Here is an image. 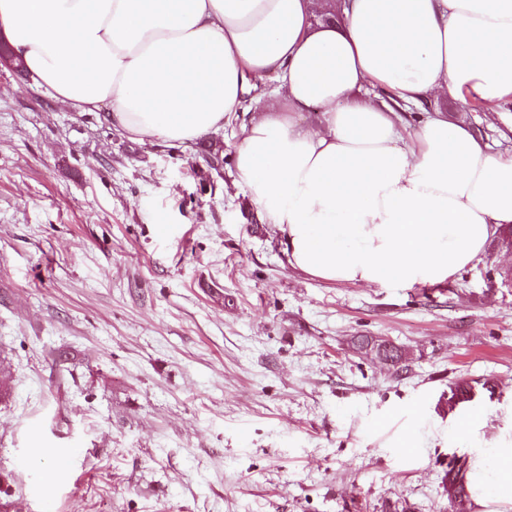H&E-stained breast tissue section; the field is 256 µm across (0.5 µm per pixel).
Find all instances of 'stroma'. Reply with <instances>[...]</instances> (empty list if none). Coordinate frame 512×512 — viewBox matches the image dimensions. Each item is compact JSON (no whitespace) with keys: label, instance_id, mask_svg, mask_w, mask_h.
Masks as SVG:
<instances>
[{"label":"stroma","instance_id":"35a3bbf8","mask_svg":"<svg viewBox=\"0 0 512 512\" xmlns=\"http://www.w3.org/2000/svg\"><path fill=\"white\" fill-rule=\"evenodd\" d=\"M448 112L512 153V104ZM235 132L214 169L208 139L129 141L0 68V506L453 512L449 465L512 443L502 237L440 284L313 278L237 187ZM462 380L484 388L454 437Z\"/></svg>","mask_w":512,"mask_h":512}]
</instances>
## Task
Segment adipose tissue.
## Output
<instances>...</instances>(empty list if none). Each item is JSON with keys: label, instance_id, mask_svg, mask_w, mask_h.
I'll return each instance as SVG.
<instances>
[{"label": "adipose tissue", "instance_id": "obj_1", "mask_svg": "<svg viewBox=\"0 0 512 512\" xmlns=\"http://www.w3.org/2000/svg\"><path fill=\"white\" fill-rule=\"evenodd\" d=\"M316 9L0 0V37L57 101L141 143L223 129L249 78L274 75L263 112L238 128L235 166L258 220L285 233L289 266L367 287L448 280L512 227V153L436 103H512V0H343L336 24ZM393 101L428 104L413 137ZM468 481L476 505L512 504V446L475 453Z\"/></svg>", "mask_w": 512, "mask_h": 512}]
</instances>
